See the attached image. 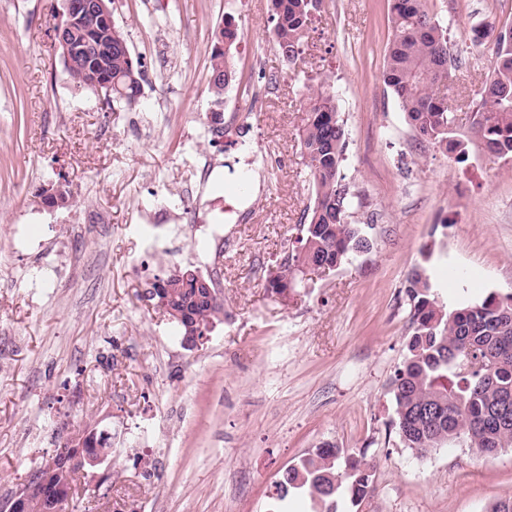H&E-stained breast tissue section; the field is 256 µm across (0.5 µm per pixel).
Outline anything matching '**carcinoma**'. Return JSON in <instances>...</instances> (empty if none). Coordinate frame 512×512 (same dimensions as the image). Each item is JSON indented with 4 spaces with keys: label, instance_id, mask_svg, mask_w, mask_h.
Masks as SVG:
<instances>
[{
    "label": "carcinoma",
    "instance_id": "carcinoma-1",
    "mask_svg": "<svg viewBox=\"0 0 512 512\" xmlns=\"http://www.w3.org/2000/svg\"><path fill=\"white\" fill-rule=\"evenodd\" d=\"M320 0H272V38L282 57L293 61L302 53L312 11ZM391 39L382 80L396 98L413 130L421 139L466 161L463 143L453 139L456 111L440 95L455 58L448 50V27L428 8V0H389ZM208 86L215 102L236 80L231 49L238 30L226 21L213 31ZM489 77L477 93L470 112V127L490 156L512 158V24L495 36ZM124 33L112 30V51L63 61L77 83L98 90L112 82L107 107L132 104L142 95L143 65L127 59ZM312 201L303 213L302 236L284 260L271 270L266 289L282 296L302 282L309 266H339L372 248V224L353 220L354 194L344 183L346 133L336 107V95L326 80L307 88L305 118L298 131ZM169 294L188 313L173 320L180 334L186 323L208 329L224 311L218 296L196 298L174 275L163 279ZM405 296L411 314V335L402 363L395 370L392 392L395 416L391 421L404 447L421 455L433 448L462 441L468 448L493 453L512 447V292L491 293L482 301L448 309L432 292L426 269L413 271L406 280ZM473 369L463 374L457 367L462 355ZM371 466L345 450L327 444L289 465L275 484L276 499L284 502L294 493L335 512V498L350 497L358 506L371 485Z\"/></svg>",
    "mask_w": 512,
    "mask_h": 512
}]
</instances>
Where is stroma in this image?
<instances>
[{"instance_id": "stroma-1", "label": "stroma", "mask_w": 512, "mask_h": 512, "mask_svg": "<svg viewBox=\"0 0 512 512\" xmlns=\"http://www.w3.org/2000/svg\"><path fill=\"white\" fill-rule=\"evenodd\" d=\"M388 5L323 0L291 63L271 39V0H112L146 78L138 103L107 111L54 45L62 0H0V502L85 427L110 450L64 512H271L280 473L326 443L373 467L358 512H487L512 497V448L421 457L391 426L412 270H456L438 290L452 307L512 292V160L490 158L465 125L462 163L416 137L382 81ZM429 8L457 60L448 102L468 108L491 61L472 25L512 22V0ZM228 17L238 79L219 107L211 34ZM324 77L373 247L305 273L283 301L266 274L312 198L298 130L305 87ZM202 157L213 171L188 224L181 200ZM58 185L73 206L45 203L42 188ZM244 208L248 222L233 223ZM156 209L168 223H147ZM180 268L224 301L195 349L143 297Z\"/></svg>"}]
</instances>
